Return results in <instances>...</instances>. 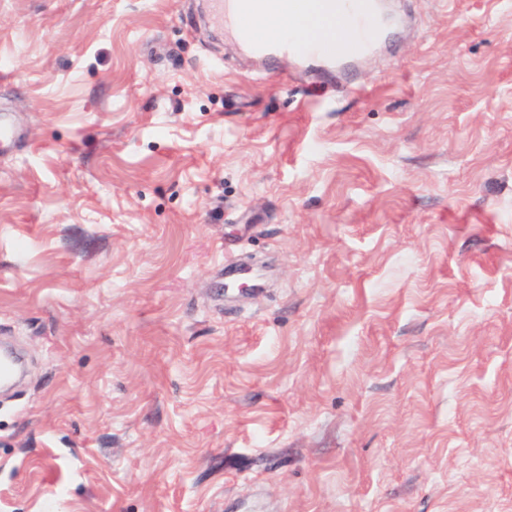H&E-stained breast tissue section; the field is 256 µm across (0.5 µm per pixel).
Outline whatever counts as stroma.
Instances as JSON below:
<instances>
[{
	"mask_svg": "<svg viewBox=\"0 0 512 512\" xmlns=\"http://www.w3.org/2000/svg\"><path fill=\"white\" fill-rule=\"evenodd\" d=\"M384 4L342 74L0 0V512H512V0ZM21 128L13 113H0V147L12 146L21 136Z\"/></svg>",
	"mask_w": 512,
	"mask_h": 512,
	"instance_id": "1",
	"label": "stroma"
}]
</instances>
